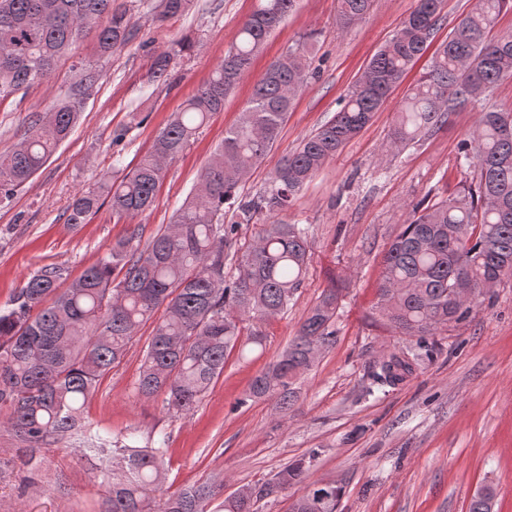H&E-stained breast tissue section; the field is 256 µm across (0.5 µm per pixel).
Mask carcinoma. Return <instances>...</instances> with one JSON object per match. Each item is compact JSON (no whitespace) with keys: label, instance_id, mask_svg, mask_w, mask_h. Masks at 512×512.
<instances>
[{"label":"carcinoma","instance_id":"obj_1","mask_svg":"<svg viewBox=\"0 0 512 512\" xmlns=\"http://www.w3.org/2000/svg\"><path fill=\"white\" fill-rule=\"evenodd\" d=\"M443 0H414L396 33L371 58L348 89L338 112L304 137L256 193L242 183L278 140L297 94L313 75L309 38L288 46L256 81L252 98L224 141L201 169L170 224L140 246L141 225L107 248L65 288V269L47 264L31 273L0 310V424L23 442L58 445L87 431L85 404L98 382L125 354L140 326L152 322L137 392L163 396L167 410H192L224 372L232 352L244 358L263 348L260 324L288 310L311 261L309 228L274 217L385 103L407 71L428 50ZM193 0H160L159 22L188 11ZM295 0H257L233 47L211 79L156 136L152 149L121 179L98 183L73 200L70 224H85L104 202L117 219H134L154 204L169 161L181 154L225 97L250 73L255 53L293 10ZM373 0H339L347 29L370 12ZM512 0H476L433 53L428 68L406 94L392 132L400 151L431 135L465 109L479 113L476 135L460 145L474 165L462 192L411 207L383 255L377 308L404 336H435L473 313L492 287L512 278V110L493 102L498 85L512 77V35L489 37ZM97 31L100 54L132 36L130 18L112 0H0V99L44 80L83 32ZM189 48L185 41L157 54L156 77ZM83 111L80 96L34 120L26 137L0 151V195L9 196L52 156ZM244 224L258 230L239 241ZM237 260L235 272L228 262ZM483 292L463 303L455 295L460 275ZM339 293L326 289L296 336L250 387L254 398L293 405V385L336 342ZM413 372L409 354L393 355L375 374L381 389ZM103 460L119 458L122 470L102 468L112 479L105 512H151L161 489L168 439L137 446L136 435L97 436L87 448ZM297 460L261 488L224 495V484L203 482L160 500L159 512H255L262 497L303 481ZM341 489L331 484L296 498L290 512H336ZM495 493L477 491L468 512H493Z\"/></svg>","mask_w":512,"mask_h":512}]
</instances>
